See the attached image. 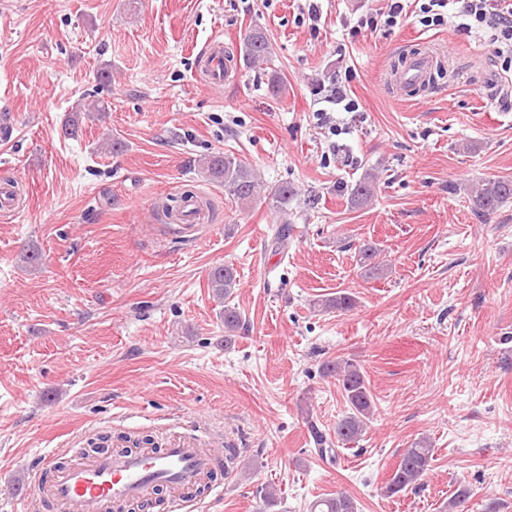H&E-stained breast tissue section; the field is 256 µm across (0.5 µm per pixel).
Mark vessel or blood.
Wrapping results in <instances>:
<instances>
[{"mask_svg": "<svg viewBox=\"0 0 512 512\" xmlns=\"http://www.w3.org/2000/svg\"><path fill=\"white\" fill-rule=\"evenodd\" d=\"M433 63L429 52L411 55L390 83L402 93H411L427 81ZM231 65L222 38H212L202 62L206 83L222 84L229 77ZM216 464L214 456L183 444L141 452L115 449L63 469L56 468L52 456L47 455L40 459L38 467L51 472L45 495L61 512H101L111 504L142 499L160 485L177 490L175 507L182 512L187 492L201 483Z\"/></svg>", "mask_w": 512, "mask_h": 512, "instance_id": "b4317fda", "label": "vessel or blood"}]
</instances>
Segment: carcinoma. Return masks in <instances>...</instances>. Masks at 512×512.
<instances>
[{
	"label": "carcinoma",
	"instance_id": "1",
	"mask_svg": "<svg viewBox=\"0 0 512 512\" xmlns=\"http://www.w3.org/2000/svg\"><path fill=\"white\" fill-rule=\"evenodd\" d=\"M240 56L247 64L266 60L271 54L269 41L259 29L249 32L239 48ZM206 177L224 183V192L234 201L246 204L263 193H268L272 206L281 210L295 196V189L288 183H281L271 189L256 170L237 157L211 155L202 162ZM376 175L367 172L351 188V200L355 203L369 201L376 191ZM512 200V180L489 181L474 191V208L490 213L502 204ZM378 251L367 244L359 249L362 265L377 274L384 271L382 263L376 261ZM209 287L219 300H228L239 286L237 272L230 265L213 268L208 275ZM355 305L354 298L345 293L320 300L319 306L326 310L348 311ZM323 372L336 378L349 404V413L336 423V439L344 444L354 442L366 430L374 412V400L365 375L359 365L351 360H331L323 365ZM433 460V448L425 440L407 448L400 456L391 477L384 486V494L393 497L416 487L427 474ZM311 512H358V505L351 495L338 492L336 495L317 501Z\"/></svg>",
	"mask_w": 512,
	"mask_h": 512
}]
</instances>
